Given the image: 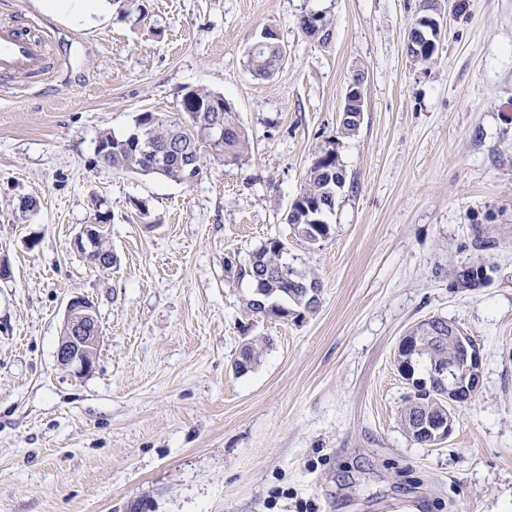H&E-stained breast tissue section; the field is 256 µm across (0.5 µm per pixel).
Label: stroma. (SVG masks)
Segmentation results:
<instances>
[{"instance_id":"1","label":"stroma","mask_w":512,"mask_h":512,"mask_svg":"<svg viewBox=\"0 0 512 512\" xmlns=\"http://www.w3.org/2000/svg\"><path fill=\"white\" fill-rule=\"evenodd\" d=\"M459 2L436 0L442 43L422 64L406 52L421 0H144L141 22L95 26L0 0L49 50L44 73L0 78V512H512V0ZM327 6L323 45L297 18ZM266 25L286 60L258 80L246 51ZM194 88L233 103L246 161L190 184L98 161L100 133ZM325 150L347 181L310 245L285 217ZM100 206L107 271L73 246ZM271 238L319 281L304 318L246 309L235 266ZM469 266L484 284L453 287ZM76 296L103 332L82 375L56 358ZM432 316L475 340L482 384L423 448L396 358ZM253 337L268 344L237 375ZM364 81V73H357L348 87L345 97V107L342 112L343 117L349 121L362 122L364 112V98L362 85ZM260 353V340L258 338L248 339L241 347L234 363L235 371L240 375L252 371L259 363Z\"/></svg>"}]
</instances>
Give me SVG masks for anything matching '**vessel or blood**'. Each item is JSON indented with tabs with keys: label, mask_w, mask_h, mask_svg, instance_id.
Returning a JSON list of instances; mask_svg holds the SVG:
<instances>
[{
	"label": "vessel or blood",
	"mask_w": 512,
	"mask_h": 512,
	"mask_svg": "<svg viewBox=\"0 0 512 512\" xmlns=\"http://www.w3.org/2000/svg\"><path fill=\"white\" fill-rule=\"evenodd\" d=\"M47 67L46 46L12 23L0 24V75L38 74Z\"/></svg>",
	"instance_id": "vessel-or-blood-1"
}]
</instances>
